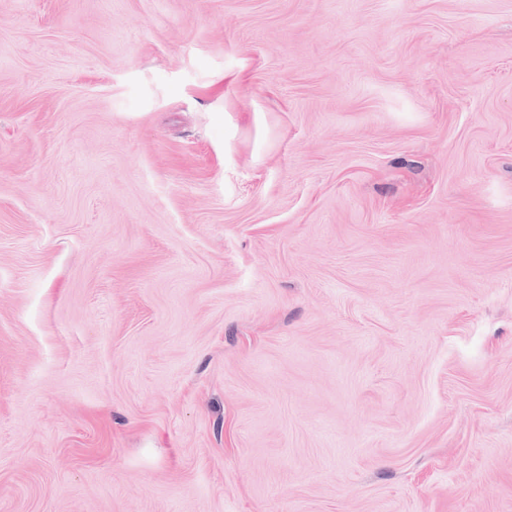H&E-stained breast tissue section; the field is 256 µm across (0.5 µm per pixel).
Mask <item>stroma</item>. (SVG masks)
Returning a JSON list of instances; mask_svg holds the SVG:
<instances>
[{"label": "stroma", "instance_id": "1", "mask_svg": "<svg viewBox=\"0 0 512 512\" xmlns=\"http://www.w3.org/2000/svg\"><path fill=\"white\" fill-rule=\"evenodd\" d=\"M0 512H512V0H0Z\"/></svg>", "mask_w": 512, "mask_h": 512}]
</instances>
